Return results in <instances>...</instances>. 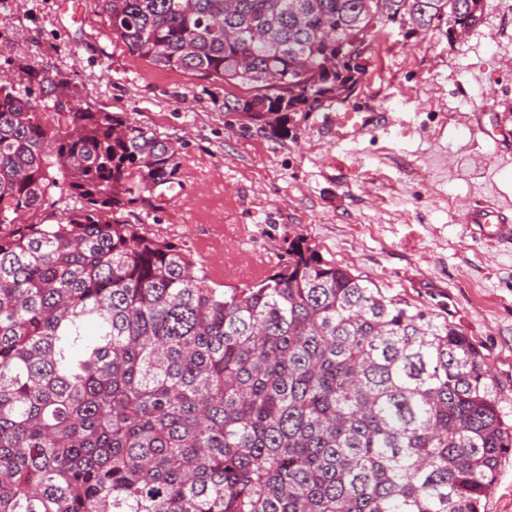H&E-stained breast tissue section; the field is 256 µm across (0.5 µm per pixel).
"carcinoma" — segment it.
Wrapping results in <instances>:
<instances>
[{"label":"carcinoma","instance_id":"obj_1","mask_svg":"<svg viewBox=\"0 0 512 512\" xmlns=\"http://www.w3.org/2000/svg\"><path fill=\"white\" fill-rule=\"evenodd\" d=\"M94 0L128 52L249 87L288 135L344 100L377 25L476 27L483 0ZM0 77V512H481L512 451L483 354L302 239L247 288L112 213L176 174L154 133L12 60ZM46 112L53 123L43 121ZM82 206L52 211L53 195ZM30 215L32 220L23 216Z\"/></svg>","mask_w":512,"mask_h":512}]
</instances>
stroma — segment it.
<instances>
[{"label":"stroma","mask_w":512,"mask_h":512,"mask_svg":"<svg viewBox=\"0 0 512 512\" xmlns=\"http://www.w3.org/2000/svg\"><path fill=\"white\" fill-rule=\"evenodd\" d=\"M0 53L53 67L96 107L171 143V183L117 212L185 250L215 288L271 274L301 238L370 287L448 316L486 358L512 421V242L466 215L490 206L512 222V0H484L455 39L376 30L366 73L345 102L387 120L337 139L336 102L294 114L275 138L219 107L222 84L160 69L113 38L92 0H0Z\"/></svg>","instance_id":"1"}]
</instances>
